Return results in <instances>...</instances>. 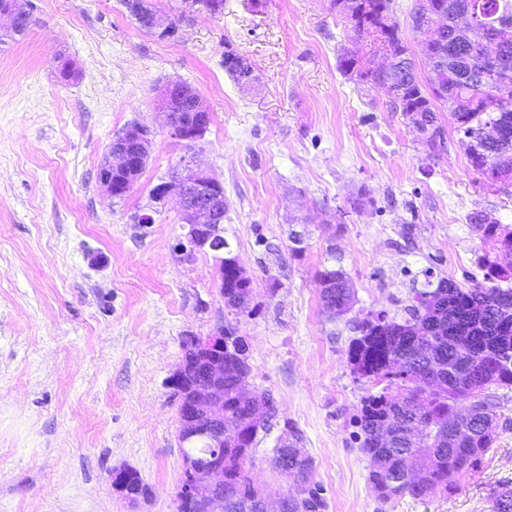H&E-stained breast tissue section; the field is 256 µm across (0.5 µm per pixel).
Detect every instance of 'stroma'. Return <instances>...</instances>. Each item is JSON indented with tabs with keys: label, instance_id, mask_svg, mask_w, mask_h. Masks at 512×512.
Segmentation results:
<instances>
[{
	"label": "stroma",
	"instance_id": "1",
	"mask_svg": "<svg viewBox=\"0 0 512 512\" xmlns=\"http://www.w3.org/2000/svg\"><path fill=\"white\" fill-rule=\"evenodd\" d=\"M34 24L0 17V512H177L183 456L169 380L183 341L220 324L247 345V385L276 415L245 469L270 499L291 491L273 463L295 427L325 512H493L512 485V387L494 389L499 437L457 490L379 498L357 423L364 380L347 362L361 321L408 317L414 290L450 278L487 284L512 255L471 222L512 229V183L471 166L448 111L428 146L383 88L340 72L356 37L334 0H224L174 38L140 28L121 0H32ZM234 50L255 79L221 61ZM70 67L71 78L60 75ZM195 88L204 136L179 140L161 104ZM149 131L137 182L121 198L99 173L127 126ZM191 166L224 185V237L252 280V313L218 292L213 253L183 254L180 196L153 188ZM353 290L330 315L323 272ZM129 468L150 497L112 483Z\"/></svg>",
	"mask_w": 512,
	"mask_h": 512
}]
</instances>
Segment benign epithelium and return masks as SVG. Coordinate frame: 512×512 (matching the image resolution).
<instances>
[{
	"label": "benign epithelium",
	"mask_w": 512,
	"mask_h": 512,
	"mask_svg": "<svg viewBox=\"0 0 512 512\" xmlns=\"http://www.w3.org/2000/svg\"><path fill=\"white\" fill-rule=\"evenodd\" d=\"M143 28L153 34L167 31L166 16L158 12L143 19ZM185 94L196 97V112L174 125L175 136L193 142L201 137L210 122L192 88ZM148 130L131 126L110 144L112 161L100 170V179L114 197L128 192L148 156ZM128 173L129 181L118 187L112 182V172ZM182 202V221L185 230L183 250L194 253L208 249L222 252L228 249L224 240V186L190 166L175 176ZM231 370L224 363V326L220 325L205 340L194 337L186 343L184 355L170 379L171 388L179 400V436L182 444L199 439L224 438V375ZM177 506L198 505L203 512H224V453L218 452L205 461L189 456L183 459V471Z\"/></svg>",
	"instance_id": "benign-epithelium-1"
}]
</instances>
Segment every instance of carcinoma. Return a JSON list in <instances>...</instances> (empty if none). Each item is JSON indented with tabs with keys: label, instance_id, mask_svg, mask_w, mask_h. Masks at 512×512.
I'll list each match as a JSON object with an SVG mask.
<instances>
[{
	"label": "carcinoma",
	"instance_id": "1",
	"mask_svg": "<svg viewBox=\"0 0 512 512\" xmlns=\"http://www.w3.org/2000/svg\"><path fill=\"white\" fill-rule=\"evenodd\" d=\"M394 0H355L353 12L364 17V26L354 28L357 37L372 35L391 56L385 70H370L355 53L340 57L339 68L362 84L401 85L403 95L389 100L391 108L409 116L414 128L435 146L441 135L437 112L448 108L462 134L461 143L471 165L494 181L512 182V0H413L408 17L411 29L420 34L427 25L448 28L442 41L431 47L437 62L426 81H421L415 60L393 20ZM20 14L16 33L31 24V0H0V12ZM471 12L493 30L505 25L497 43V55L483 53L484 30H457L456 17ZM493 122L494 141L479 154L474 144L479 127ZM485 233L512 255V230L485 223ZM321 295L327 309L341 314L351 301L343 277L329 271L321 275ZM250 279L224 271V306L248 309ZM402 323L383 315L363 321L361 335L348 347L353 374L379 387L361 398L359 420L362 432L390 422L394 440L388 446L371 448L363 442L368 481L383 499L409 495L423 499L440 488L455 491L452 475L477 468L484 454L499 437L490 407L489 390L512 386V287L481 285L462 287L449 278L432 290H417ZM241 337L224 326V360L242 363L238 353ZM462 385V391L438 388L439 380ZM271 406L248 397L235 376H224V512L257 509L259 489L244 470L245 459L256 445L258 430L266 431ZM276 465L288 462V479L304 482L313 475V459L295 443L276 448ZM496 512H512V486L494 492ZM303 512H324L327 503L317 482L304 488Z\"/></svg>",
	"mask_w": 512,
	"mask_h": 512
}]
</instances>
